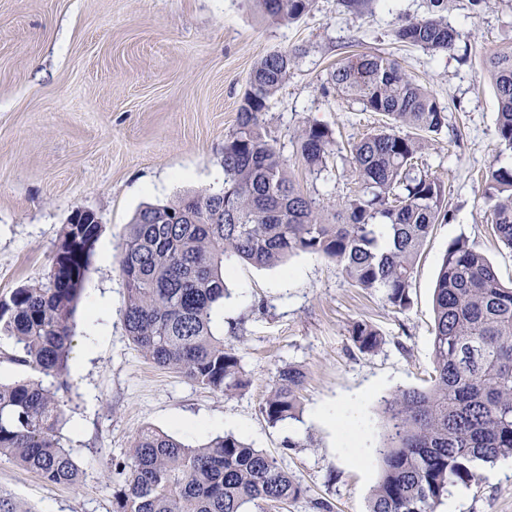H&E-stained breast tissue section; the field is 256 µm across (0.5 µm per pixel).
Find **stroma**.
Segmentation results:
<instances>
[{
    "mask_svg": "<svg viewBox=\"0 0 512 512\" xmlns=\"http://www.w3.org/2000/svg\"><path fill=\"white\" fill-rule=\"evenodd\" d=\"M431 0H375L359 15L341 0H316L298 21H275L255 0H0V296L47 281L51 251L76 210L102 226L74 313L59 435L82 471L80 483L51 486L0 456V491L34 512H112L135 436L150 426L197 446L215 424L274 456L304 488L284 508L368 512L381 476L380 405L396 390L430 384L433 292L441 259L456 238L488 256L512 283V250L498 243L484 213L483 180L512 164L497 133V100L487 55L512 46V0L472 11L448 0L443 16L461 32L454 51L397 42L405 21ZM287 50L299 64L273 97L263 131L301 190L332 215L356 184L346 162L324 184L298 152L306 124L328 127L338 147L377 129L382 115L340 96L330 74L347 53L395 59L446 108L448 126L423 151L445 188L451 216L436 224L416 265L411 306L395 310L354 287L335 260L297 252L273 267L236 264L231 296L213 315L250 380L227 396L145 359L129 338L119 253L137 210L224 183V142L255 63ZM374 325L383 343L360 352L349 330ZM304 373L297 418L270 425L262 406L281 368ZM340 409L336 420L322 410ZM438 512H512V457L475 469Z\"/></svg>",
    "mask_w": 512,
    "mask_h": 512,
    "instance_id": "stroma-1",
    "label": "stroma"
}]
</instances>
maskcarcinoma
I'll return each mask as SVG.
<instances>
[{
    "instance_id": "carcinoma-1",
    "label": "carcinoma",
    "mask_w": 512,
    "mask_h": 512,
    "mask_svg": "<svg viewBox=\"0 0 512 512\" xmlns=\"http://www.w3.org/2000/svg\"><path fill=\"white\" fill-rule=\"evenodd\" d=\"M264 14L294 22L315 0H257ZM434 10L395 30V38L433 52H450L459 32ZM297 56L263 57L249 75L236 129L224 143V187L166 205L147 204L131 224L119 254L133 343L154 364L232 395L249 380L241 359L213 329L227 296L232 264L275 266L297 251L336 260L352 285L380 292L398 311L411 304L417 259L433 227L449 218L441 182L419 167L426 134L445 126V108L398 62L378 53L347 57L331 73L338 92L391 125L366 134L349 150L358 191L336 207L333 220L296 186L276 147L262 133V116ZM495 90L497 130L512 150V47L486 59ZM406 127L408 134L399 131ZM300 155L312 172L329 171L332 132L306 124ZM484 196L491 228L512 250V167L489 168ZM99 224H66L52 253L48 282L0 297V334L19 347L13 360L46 377L0 383V455L49 485H75L81 470L60 444L62 400L69 389L73 315L81 297ZM432 385L384 400L388 434L380 449L381 479L369 512H437L450 488L469 485L477 462L512 457V286L463 238L448 244L434 288ZM361 352L383 343L366 322L353 323ZM303 373L278 372L262 412L271 425L299 413ZM124 484L112 512H249L286 505L302 485L277 459L233 435L192 447L147 427L119 466ZM0 512H33L0 491Z\"/></svg>"
}]
</instances>
